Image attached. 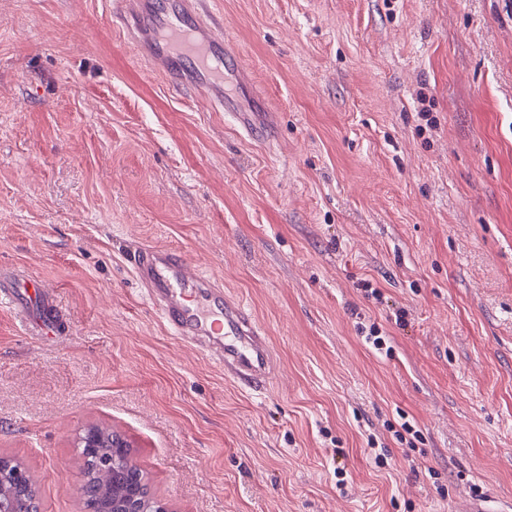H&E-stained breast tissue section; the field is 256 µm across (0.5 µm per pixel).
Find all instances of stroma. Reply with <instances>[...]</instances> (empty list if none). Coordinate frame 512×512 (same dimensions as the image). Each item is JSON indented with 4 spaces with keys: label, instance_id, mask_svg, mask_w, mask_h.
Returning a JSON list of instances; mask_svg holds the SVG:
<instances>
[{
    "label": "stroma",
    "instance_id": "stroma-1",
    "mask_svg": "<svg viewBox=\"0 0 512 512\" xmlns=\"http://www.w3.org/2000/svg\"><path fill=\"white\" fill-rule=\"evenodd\" d=\"M107 9L0 0V274L68 325L27 336L0 306V456L39 512H82L89 424L172 512L512 502V0H215L268 143L152 72ZM139 244L247 302L266 390L168 333ZM49 295L48 290L28 276L18 278L12 288H3L0 274V301H24L27 306L42 305Z\"/></svg>",
    "mask_w": 512,
    "mask_h": 512
}]
</instances>
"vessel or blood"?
<instances>
[{"mask_svg": "<svg viewBox=\"0 0 512 512\" xmlns=\"http://www.w3.org/2000/svg\"><path fill=\"white\" fill-rule=\"evenodd\" d=\"M149 2L112 0L110 20L174 86L207 97L216 111L231 112L224 97V69L236 56L224 42L211 0H175L168 10ZM130 263L171 335L198 343L244 388L258 391L270 383L274 363L266 331L242 299L225 291L220 277L157 245L138 247ZM48 295L27 276L12 287H0V300H21L28 306L43 304Z\"/></svg>", "mask_w": 512, "mask_h": 512, "instance_id": "1", "label": "vessel or blood"}]
</instances>
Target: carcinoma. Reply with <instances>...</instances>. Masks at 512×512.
<instances>
[{
    "label": "carcinoma",
    "mask_w": 512,
    "mask_h": 512,
    "mask_svg": "<svg viewBox=\"0 0 512 512\" xmlns=\"http://www.w3.org/2000/svg\"><path fill=\"white\" fill-rule=\"evenodd\" d=\"M103 434L101 447L81 453L85 512H150L158 500L143 471L130 460L129 444L109 427ZM27 481L21 489L0 491V512H38L39 488L32 477Z\"/></svg>",
    "instance_id": "obj_1"
}]
</instances>
